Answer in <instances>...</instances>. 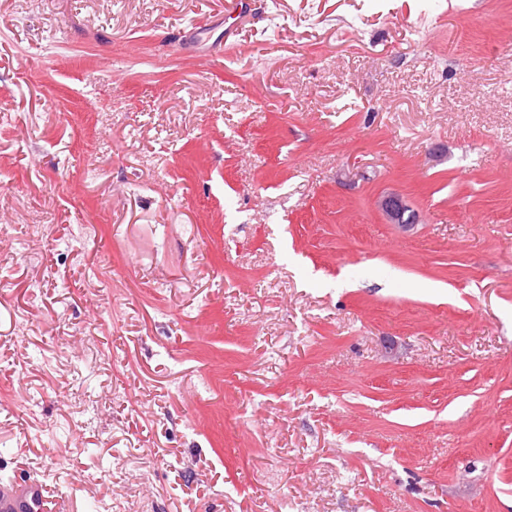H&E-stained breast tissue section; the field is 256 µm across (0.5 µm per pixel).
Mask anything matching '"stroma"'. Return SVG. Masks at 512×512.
I'll use <instances>...</instances> for the list:
<instances>
[{"label":"stroma","mask_w":512,"mask_h":512,"mask_svg":"<svg viewBox=\"0 0 512 512\" xmlns=\"http://www.w3.org/2000/svg\"><path fill=\"white\" fill-rule=\"evenodd\" d=\"M225 3L0 0V486L512 512V0ZM380 209L383 214L392 224H411L413 219H404L405 204L397 195L384 197L379 203ZM408 221V222H407Z\"/></svg>","instance_id":"stroma-1"}]
</instances>
